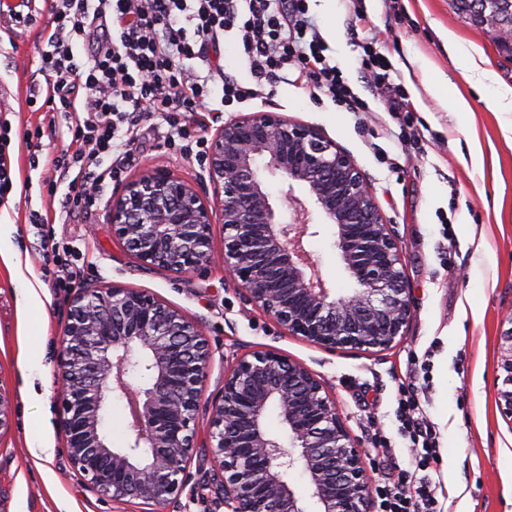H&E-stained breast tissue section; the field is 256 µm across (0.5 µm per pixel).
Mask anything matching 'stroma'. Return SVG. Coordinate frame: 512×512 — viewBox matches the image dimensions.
<instances>
[{"instance_id": "stroma-1", "label": "stroma", "mask_w": 512, "mask_h": 512, "mask_svg": "<svg viewBox=\"0 0 512 512\" xmlns=\"http://www.w3.org/2000/svg\"><path fill=\"white\" fill-rule=\"evenodd\" d=\"M309 14L319 26L330 54L354 88H362L360 43L374 32L377 49L391 61L410 93L409 120L424 135L420 150L403 149L399 125L380 102H372L388 134L372 136L354 113L314 98L301 82L277 83L270 95L227 108V116L258 111L318 127L347 150L370 184L387 220L402 242L406 280L414 313L407 334L391 350L367 353L331 351L287 335L257 308L244 303L221 265L178 275L147 268L112 236L104 198L92 215L74 214L66 224H33L29 214L45 212L39 182L48 176L47 159L63 155L70 136L41 139L38 169H31L28 133L43 119L25 102V89L40 81L48 14L34 25L12 30L0 41V122L10 129L13 187L0 205V238L18 254L13 266L0 258V395L8 423L0 428V512H147L146 505L112 503L98 498L73 470L64 436L57 425L62 411L56 380L61 332L69 295L55 284L43 257L44 236L55 235L74 252L84 287L132 288L180 311L202 329L211 359L195 423V451L186 486L167 512H225L209 489L213 463L209 448L211 405L224 388V371L249 350L272 347L304 363L320 376L336 400L351 434L367 452L374 484L393 478L409 453L396 420L403 390L424 388L426 409L441 434L443 478L439 501L445 512H512V421L498 404L503 363L512 353L505 334L512 329V144L502 128L512 113L496 111L492 90H477L457 68L454 48L445 43L454 31L464 45L481 49L486 67L512 83V61L501 57L486 30L459 15L453 0H363L369 29L348 24L347 0H309ZM448 80L471 104L456 112L449 102L429 94L424 82ZM166 128L144 126L133 146L135 177L148 164L163 165L203 191L208 175L197 160L165 144ZM481 146L496 165L475 170L471 151ZM397 158L391 169L378 150ZM31 190H23L25 179ZM313 235L303 244L317 264L331 294L353 293L335 245L334 225L313 213ZM40 284L42 303L25 306V282ZM33 364L36 397L22 393L23 361ZM425 363V378L410 376L413 364ZM41 437L52 448L38 459L30 447Z\"/></svg>"}]
</instances>
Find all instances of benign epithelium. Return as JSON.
Listing matches in <instances>:
<instances>
[{
	"label": "benign epithelium",
	"instance_id": "obj_1",
	"mask_svg": "<svg viewBox=\"0 0 512 512\" xmlns=\"http://www.w3.org/2000/svg\"><path fill=\"white\" fill-rule=\"evenodd\" d=\"M479 26L512 0H468ZM512 56V18L491 34ZM208 200L162 167L143 170L112 195L113 236L145 265L185 274L219 261L243 299L290 336L329 350L381 352L401 342L413 313L394 226L379 209L356 160L319 128L279 112L259 111L222 122L207 148ZM287 181L295 218H276L263 172ZM305 188L357 288L333 298L303 246L310 219L295 195ZM224 224L215 253L212 224ZM210 361L199 326L155 297L128 288H80L62 329L57 377L63 396L59 427L73 469L96 495L139 500L161 509L186 485L194 428ZM139 370L145 384L130 390ZM498 391L512 421V357ZM133 406V437L114 448L102 430L112 394ZM289 448L265 428L270 408ZM213 485L229 512H309L288 482L301 465L315 512H372L366 452L351 435L324 381L270 348L237 357L212 406Z\"/></svg>",
	"mask_w": 512,
	"mask_h": 512
}]
</instances>
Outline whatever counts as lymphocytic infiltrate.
<instances>
[{
	"label": "lymphocytic infiltrate",
	"mask_w": 512,
	"mask_h": 512,
	"mask_svg": "<svg viewBox=\"0 0 512 512\" xmlns=\"http://www.w3.org/2000/svg\"><path fill=\"white\" fill-rule=\"evenodd\" d=\"M51 25L40 55L41 89L30 90L28 106H41L44 121L68 119L76 148L51 159L42 180L59 200L58 223L73 210L92 212L107 188L122 181L134 160L133 146L147 122L162 119L179 139L203 146L194 113L207 100L221 103L264 97L268 87L297 73L310 93L367 120L370 99L362 98L344 76L329 45L309 15L308 0H46ZM234 37L252 76L245 85L232 75L214 83L198 66L210 63L220 38ZM90 45L78 62L77 44ZM360 69L372 97L392 118L410 112L409 93L391 76V65L374 39L362 45ZM84 88L77 96L76 88ZM397 418L408 442L409 464L388 484L377 487L379 512H442L440 433L418 391L403 392Z\"/></svg>",
	"instance_id": "1"
}]
</instances>
